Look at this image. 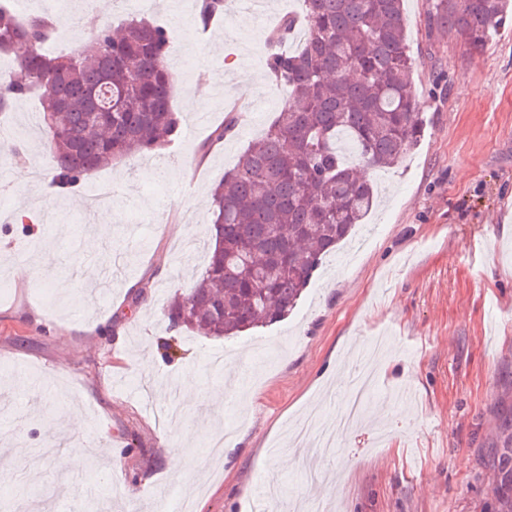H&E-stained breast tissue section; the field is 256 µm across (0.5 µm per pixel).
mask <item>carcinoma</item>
Listing matches in <instances>:
<instances>
[{"mask_svg":"<svg viewBox=\"0 0 512 512\" xmlns=\"http://www.w3.org/2000/svg\"><path fill=\"white\" fill-rule=\"evenodd\" d=\"M438 28L481 52L508 18V0H436ZM306 25L296 52L270 47L271 79L285 92L275 120L212 194V249L201 279L171 302L173 327L229 338L279 322L298 305L323 258L375 204L337 147L346 137L370 167L392 165L422 130L415 60L403 0H302L276 41ZM46 19H25L0 0V53L27 47L18 77L0 83V112L32 94L42 100L51 182L72 189L97 170L174 141L181 120L171 99L169 36L133 16L92 34L95 49L48 55ZM500 512H512V442L497 457Z\"/></svg>","mask_w":512,"mask_h":512,"instance_id":"carcinoma-1","label":"carcinoma"}]
</instances>
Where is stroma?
<instances>
[{"label": "stroma", "mask_w": 512, "mask_h": 512, "mask_svg": "<svg viewBox=\"0 0 512 512\" xmlns=\"http://www.w3.org/2000/svg\"><path fill=\"white\" fill-rule=\"evenodd\" d=\"M97 2L74 0L68 32L46 51L78 48L130 15L125 0ZM202 3L143 6L168 32L172 106L186 132L70 194L28 183L0 209V512H181L191 495L205 499L203 512H267L269 484L280 489L277 512H498L493 460L512 438V20L472 57L430 25L431 0H405L418 143L369 170L374 208L287 319L218 339L170 327L163 311L209 261L211 188L282 104L254 32L299 2L274 0L257 20L229 6L233 24L207 35ZM231 109L235 131L214 143ZM40 112L31 97L0 115L24 141L21 163L0 149L1 181L20 165L50 172ZM108 181L118 187L113 222L89 251L85 197ZM157 196L168 203L161 223ZM22 210L39 240L18 223ZM40 261L35 282L14 279V265ZM97 314L115 334L94 328ZM378 333L387 344L377 392L309 480L293 428L310 412L335 418L348 388L325 368L354 375ZM187 373L199 392L180 401ZM217 431L232 445L220 462L207 448ZM177 448L185 462L172 474L166 455Z\"/></svg>", "instance_id": "obj_1"}]
</instances>
